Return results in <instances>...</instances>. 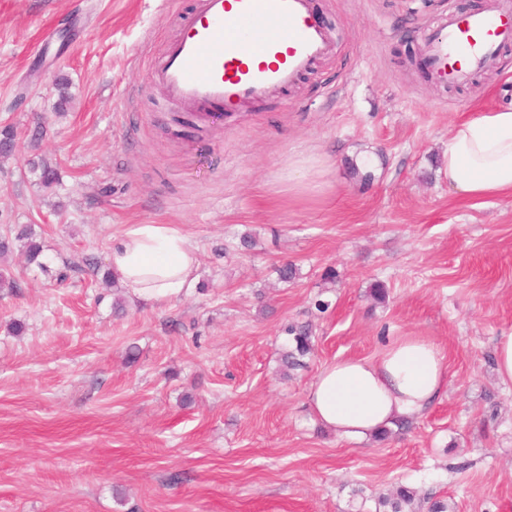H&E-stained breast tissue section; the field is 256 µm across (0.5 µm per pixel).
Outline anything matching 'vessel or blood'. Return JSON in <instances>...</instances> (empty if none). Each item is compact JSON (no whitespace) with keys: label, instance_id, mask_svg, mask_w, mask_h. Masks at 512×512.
Wrapping results in <instances>:
<instances>
[{"label":"vessel or blood","instance_id":"obj_1","mask_svg":"<svg viewBox=\"0 0 512 512\" xmlns=\"http://www.w3.org/2000/svg\"><path fill=\"white\" fill-rule=\"evenodd\" d=\"M421 35L430 80L465 82L512 43V0L448 10ZM333 48L313 0H199L152 77L176 106L233 112L295 85Z\"/></svg>","mask_w":512,"mask_h":512}]
</instances>
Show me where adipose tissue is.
I'll use <instances>...</instances> for the list:
<instances>
[{
    "instance_id": "1",
    "label": "adipose tissue",
    "mask_w": 512,
    "mask_h": 512,
    "mask_svg": "<svg viewBox=\"0 0 512 512\" xmlns=\"http://www.w3.org/2000/svg\"><path fill=\"white\" fill-rule=\"evenodd\" d=\"M440 167L460 196L512 194V104L454 125ZM108 263L130 294L167 303L193 288L198 255L175 225L133 224L112 246ZM447 386L443 349L421 336H401L375 358H345L322 368L308 400L322 426L364 439L419 417Z\"/></svg>"
}]
</instances>
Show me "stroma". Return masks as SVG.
<instances>
[{"label": "stroma", "instance_id": "stroma-1", "mask_svg": "<svg viewBox=\"0 0 512 512\" xmlns=\"http://www.w3.org/2000/svg\"><path fill=\"white\" fill-rule=\"evenodd\" d=\"M451 4L490 0H316L331 56L234 118L179 128L150 72L197 0H0V128L19 143L0 157V233L30 224L43 244L42 264L18 248L0 263L15 281L0 289V512H375L400 485L512 512V385L493 361L512 332V196L460 197L439 170L454 123L512 103V47L435 86L407 57ZM36 156L57 187L37 184ZM132 224L188 237V296L153 303L93 275L87 259L106 265ZM245 233L254 248L232 250ZM290 323L313 352L286 371ZM408 335L448 357L438 402L383 441L313 421L323 367ZM30 171L36 176L37 184L45 189H51L59 184L58 171L43 158L29 160Z\"/></svg>", "mask_w": 512, "mask_h": 512}]
</instances>
